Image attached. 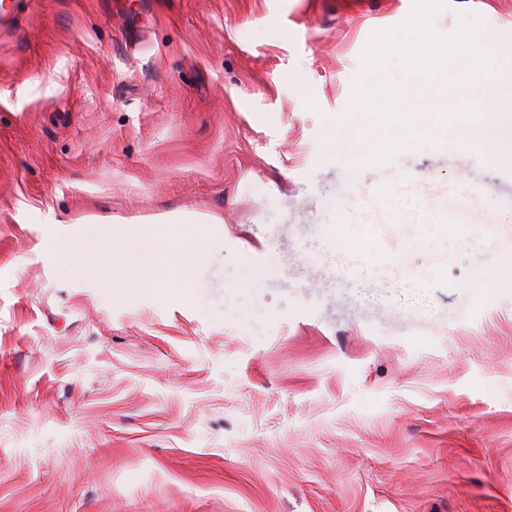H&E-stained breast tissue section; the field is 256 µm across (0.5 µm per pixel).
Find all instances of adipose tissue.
Masks as SVG:
<instances>
[{"mask_svg":"<svg viewBox=\"0 0 512 512\" xmlns=\"http://www.w3.org/2000/svg\"><path fill=\"white\" fill-rule=\"evenodd\" d=\"M101 232L104 241L97 257L78 261L80 273L91 275L97 267L105 265L130 287H137L136 273L120 261L118 252L132 239L145 234L157 243L154 294L161 299L190 298V269L202 259L209 243L207 221L193 212H176L159 215L147 224H106Z\"/></svg>","mask_w":512,"mask_h":512,"instance_id":"adipose-tissue-1","label":"adipose tissue"}]
</instances>
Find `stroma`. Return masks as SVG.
I'll return each instance as SVG.
<instances>
[{
  "mask_svg": "<svg viewBox=\"0 0 512 512\" xmlns=\"http://www.w3.org/2000/svg\"><path fill=\"white\" fill-rule=\"evenodd\" d=\"M412 7L0 17V512H512V156L460 124L404 145L335 122ZM463 12L504 59L472 99L512 107V0H448L430 27ZM382 184L389 224L360 203ZM172 211L219 219L189 302L67 269L93 223Z\"/></svg>",
  "mask_w": 512,
  "mask_h": 512,
  "instance_id": "obj_1",
  "label": "stroma"
}]
</instances>
